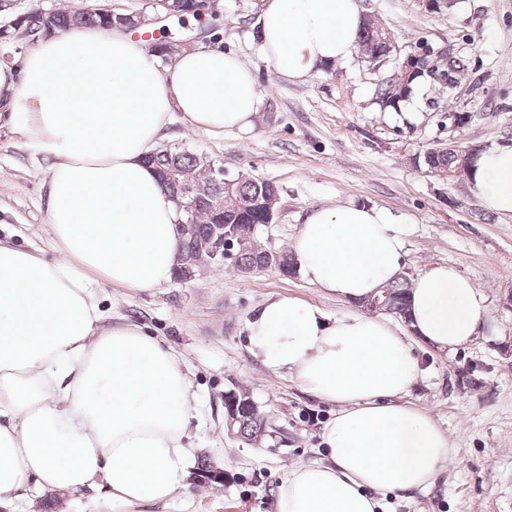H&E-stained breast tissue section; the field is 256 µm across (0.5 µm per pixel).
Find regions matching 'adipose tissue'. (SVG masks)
I'll return each mask as SVG.
<instances>
[{
    "label": "adipose tissue",
    "instance_id": "adipose-tissue-1",
    "mask_svg": "<svg viewBox=\"0 0 512 512\" xmlns=\"http://www.w3.org/2000/svg\"><path fill=\"white\" fill-rule=\"evenodd\" d=\"M362 21L358 0H261L262 56L278 77L308 80L352 57ZM0 105L48 161L55 253L0 237V507L32 488H99L129 512L166 503L187 486L198 401L163 342L138 325L106 324L95 288L147 292L173 280L179 212L146 158L176 114L206 131L251 127L256 72L219 46L182 51L165 68L124 28H77L0 64ZM467 185L512 217V144L480 151ZM409 231L392 210L339 202L309 212L293 253L310 284L353 304L399 275ZM407 300L404 330L289 296L256 309L251 352L338 407L321 433L323 460L285 473L276 512H380L381 496L436 484L453 450L405 400L423 373L414 344L468 345L486 299L436 264L412 279Z\"/></svg>",
    "mask_w": 512,
    "mask_h": 512
}]
</instances>
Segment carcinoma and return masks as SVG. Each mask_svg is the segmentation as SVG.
<instances>
[{
  "instance_id": "carcinoma-1",
  "label": "carcinoma",
  "mask_w": 512,
  "mask_h": 512,
  "mask_svg": "<svg viewBox=\"0 0 512 512\" xmlns=\"http://www.w3.org/2000/svg\"><path fill=\"white\" fill-rule=\"evenodd\" d=\"M139 16L118 12L114 9L104 12L91 5L82 10L57 7L32 11L16 16L13 23L0 26V42L13 41L19 32L33 39L66 32L74 28L109 29L116 24L133 30L137 28ZM361 58H372L381 63L394 56L390 30L381 23L364 19L357 35ZM426 76L421 67L399 68L384 79L375 89V100L383 110L397 109L408 100L416 86ZM177 205L184 202L185 192H190L194 203L193 222L182 231L177 272L185 275L197 271L210 263L209 245L216 226L234 225L236 236L229 246L228 259L242 273H251L267 265H274L285 275H293L297 262L286 249L271 251L258 244L256 228L268 222L269 213L275 210L277 187L270 181L254 177H226L224 168L212 159L195 151L183 149H159L147 159ZM423 162L431 170L449 176L456 171L461 159L450 149L433 151L424 155ZM224 199V209L217 210L213 202ZM406 288L408 279L397 276L377 293L381 307L374 305L371 297L361 302L369 311L376 309L406 316ZM225 400L238 402L237 419L232 434L243 440H254L267 432V423L256 403L248 396L234 392L227 393Z\"/></svg>"
}]
</instances>
